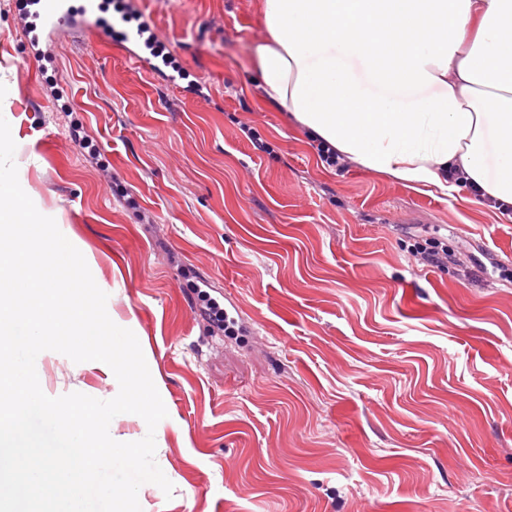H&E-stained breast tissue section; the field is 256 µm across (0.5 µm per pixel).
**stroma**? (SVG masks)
<instances>
[{"mask_svg": "<svg viewBox=\"0 0 512 512\" xmlns=\"http://www.w3.org/2000/svg\"><path fill=\"white\" fill-rule=\"evenodd\" d=\"M0 0L22 181L137 336L168 412L173 483L142 512H512V212L418 193L316 145L264 103L261 0H133L204 84L174 90L95 31L57 81ZM274 148L256 151L242 124ZM448 243V265L405 243ZM246 330L200 315L192 279ZM43 392L109 400L111 368L43 352Z\"/></svg>", "mask_w": 512, "mask_h": 512, "instance_id": "35a3bbf8", "label": "stroma"}]
</instances>
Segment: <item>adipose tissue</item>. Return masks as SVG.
I'll list each match as a JSON object with an SVG mask.
<instances>
[{
    "mask_svg": "<svg viewBox=\"0 0 512 512\" xmlns=\"http://www.w3.org/2000/svg\"><path fill=\"white\" fill-rule=\"evenodd\" d=\"M262 14L256 88L309 138L416 191L512 207V0H262Z\"/></svg>",
    "mask_w": 512,
    "mask_h": 512,
    "instance_id": "1",
    "label": "adipose tissue"
}]
</instances>
